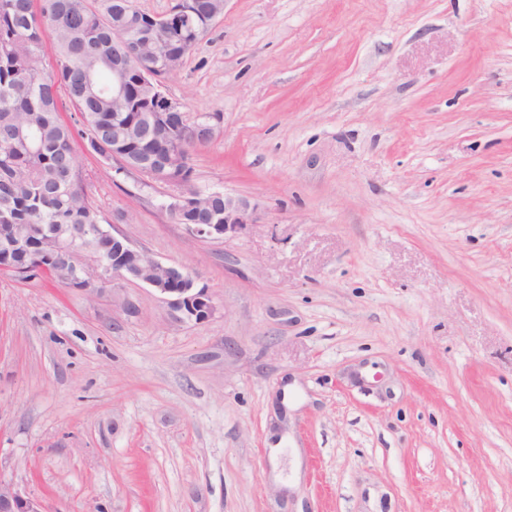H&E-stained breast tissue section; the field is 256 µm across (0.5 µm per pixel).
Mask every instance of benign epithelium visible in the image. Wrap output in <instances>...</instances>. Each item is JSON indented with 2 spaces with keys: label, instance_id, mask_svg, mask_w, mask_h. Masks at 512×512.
<instances>
[{
  "label": "benign epithelium",
  "instance_id": "obj_1",
  "mask_svg": "<svg viewBox=\"0 0 512 512\" xmlns=\"http://www.w3.org/2000/svg\"><path fill=\"white\" fill-rule=\"evenodd\" d=\"M178 106L182 136L199 141L205 135L214 136V128L207 122L190 123L185 118L184 105L168 97ZM255 206L242 197L224 196V223L187 224L188 233L209 240L234 238L254 224ZM112 271L102 262L90 258L77 262L70 253L60 257L65 272L71 278L84 283L83 290L90 295L102 296L112 280L118 278L141 282L158 292L168 304L173 317L180 321L197 324L210 321L216 313V305L208 289L198 286L197 277L181 266L159 261L148 252L137 248L122 233L112 229ZM0 512H46L42 502L19 486L0 479Z\"/></svg>",
  "mask_w": 512,
  "mask_h": 512
}]
</instances>
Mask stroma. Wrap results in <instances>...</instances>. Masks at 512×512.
Returning a JSON list of instances; mask_svg holds the SVG:
<instances>
[{"instance_id":"obj_1","label":"stroma","mask_w":512,"mask_h":512,"mask_svg":"<svg viewBox=\"0 0 512 512\" xmlns=\"http://www.w3.org/2000/svg\"><path fill=\"white\" fill-rule=\"evenodd\" d=\"M165 88L215 128L189 184L78 162L217 312L0 277V478L46 512H512V0H224ZM190 189L257 224L189 234Z\"/></svg>"}]
</instances>
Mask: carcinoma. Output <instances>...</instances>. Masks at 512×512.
<instances>
[{
	"instance_id": "1",
	"label": "carcinoma",
	"mask_w": 512,
	"mask_h": 512,
	"mask_svg": "<svg viewBox=\"0 0 512 512\" xmlns=\"http://www.w3.org/2000/svg\"><path fill=\"white\" fill-rule=\"evenodd\" d=\"M0 0V240L24 238L31 248L0 257V274L28 279L38 267L60 281L56 252L90 254L112 264V237L99 230L100 211L89 200L74 153L73 130L59 115V93L68 97L84 126L89 152L112 161V139L120 137L116 171L142 159L153 170L183 181L190 176L180 135L154 139L141 129L157 111L164 79L177 69L224 12V0H195L192 28L177 40L154 25L150 14L123 0ZM55 47L53 66L44 65V37ZM138 47L142 66L125 77L134 94L112 99V58ZM224 209V194L194 192L174 218L206 224Z\"/></svg>"
}]
</instances>
